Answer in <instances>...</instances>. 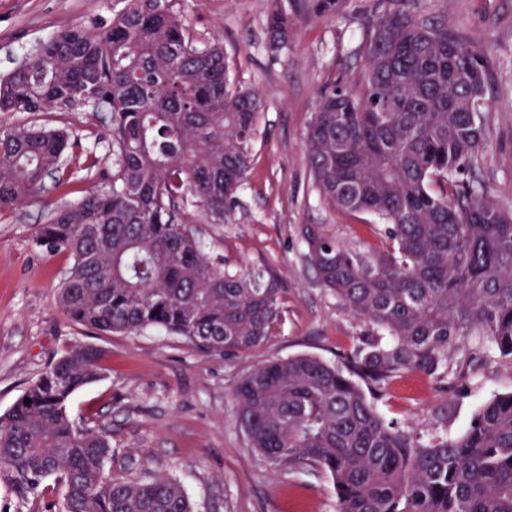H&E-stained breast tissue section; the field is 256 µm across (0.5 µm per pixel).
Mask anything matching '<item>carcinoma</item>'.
Listing matches in <instances>:
<instances>
[{"label": "carcinoma", "mask_w": 512, "mask_h": 512, "mask_svg": "<svg viewBox=\"0 0 512 512\" xmlns=\"http://www.w3.org/2000/svg\"><path fill=\"white\" fill-rule=\"evenodd\" d=\"M123 2L100 27L55 32L0 79V112L93 102L112 115V190L37 231L40 246L73 259L59 306L101 334L161 328L204 354L248 352L281 318V282L221 266L188 226V206L207 224L233 223L262 97L234 84L221 40L201 43L173 0ZM408 2L388 0L369 29L361 90L322 92L305 137L321 198L382 221L385 248L372 256L301 228L320 284L374 335L341 364L299 355L256 367L235 388L236 418L274 466L328 475L337 512H512V392L486 402L460 436L422 441L386 422L362 388L415 370L445 376L468 337L512 358V211L474 176L485 62L445 16ZM343 4L296 8L321 16ZM290 25L269 8L272 52ZM69 139L0 129V211L60 173ZM104 370L103 350L75 343L0 414V483L25 503L54 475L66 512H193L174 477H107L108 431L71 421L69 398Z\"/></svg>", "instance_id": "cac0c4a2"}]
</instances>
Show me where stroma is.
Segmentation results:
<instances>
[{
	"mask_svg": "<svg viewBox=\"0 0 512 512\" xmlns=\"http://www.w3.org/2000/svg\"><path fill=\"white\" fill-rule=\"evenodd\" d=\"M377 0H346L335 13L292 16L287 46L271 52L266 0H174L173 8L201 40L219 37L238 83L258 89L254 160L236 220L192 228L231 266L275 275L282 317L269 340L245 354L205 355L184 339L156 330L100 334L70 321L57 304L70 267L68 254L36 242L40 224L60 207L112 188L116 156L111 117L90 107L48 112H0V127L39 125L73 133L64 158L67 184L47 179L43 191L0 212V413L9 410L72 343L105 352V375L75 392L68 412L76 423L96 419L112 437L113 474L148 480L177 478L194 512H336L332 481L308 469L272 466L249 448L236 421L233 391L254 367L308 354L335 364L358 348L371 327L321 287L305 259L300 229L320 225L352 249L384 248L373 217L329 206L314 185L305 134L321 90L335 81L361 85L368 21ZM413 8L442 13L448 29L480 51L487 64V144L478 179L505 210H512V0H410ZM122 0H0V76L34 54L55 31L109 21ZM469 361L440 380L420 371L389 381L374 402L386 421L428 437L462 433L478 408L512 392V361L489 356L474 340L458 349ZM62 491L47 479L37 499L20 502L0 484V512H61Z\"/></svg>",
	"mask_w": 512,
	"mask_h": 512,
	"instance_id": "35a3bbf8",
	"label": "stroma"
}]
</instances>
